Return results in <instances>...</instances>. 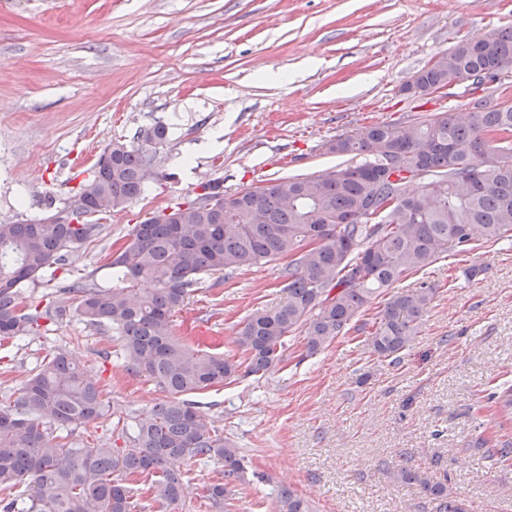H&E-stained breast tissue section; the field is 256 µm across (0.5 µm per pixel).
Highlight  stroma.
Masks as SVG:
<instances>
[{
    "label": "stroma",
    "mask_w": 512,
    "mask_h": 512,
    "mask_svg": "<svg viewBox=\"0 0 512 512\" xmlns=\"http://www.w3.org/2000/svg\"><path fill=\"white\" fill-rule=\"evenodd\" d=\"M512 26V0H0V222L33 223L67 208L102 151L162 122L160 179L94 242L68 255L65 277L112 282L111 255L135 224L193 196L270 178L344 168L324 153L336 136L376 123L408 125L468 114L471 81L414 98L402 87L460 38ZM480 272L465 280L463 268ZM279 263L204 278L173 318L176 335L247 356L234 338L250 316L284 297ZM437 286L414 340L393 361L366 339L392 292ZM68 351L111 400L108 420L74 427L75 442L127 445L118 417L151 414L165 395L127 372L120 342L74 312L41 335L0 347V408H16L26 381ZM512 384V242L476 244L372 295L344 336L308 355L290 334L264 377L237 374L194 400L237 442L244 479L229 512H281L292 486L312 512H432L395 481L403 462L442 481L474 512H512V456L488 462L468 442L496 441L490 395ZM223 462H189L190 495L172 505L152 478L128 479L148 512H214L209 486Z\"/></svg>",
    "instance_id": "1"
}]
</instances>
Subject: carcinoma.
<instances>
[{"mask_svg": "<svg viewBox=\"0 0 512 512\" xmlns=\"http://www.w3.org/2000/svg\"><path fill=\"white\" fill-rule=\"evenodd\" d=\"M511 67L512 27L462 38L403 90L424 97L475 76L473 85L488 93L471 100L467 120L441 112L408 126L372 124L338 136L322 144L325 153L360 161L316 177L270 178L235 192L204 182L194 199L174 204L169 219L134 225L112 259V286L60 284L58 293L75 301L81 320L112 330L128 369L146 374L167 400L133 421L126 448L58 441L53 427L105 419L109 403L67 352H54L25 383L18 407L0 410V512H145L123 482L128 474L158 475L159 495L178 505L189 490L183 466L197 458L224 462V478L207 494L221 512L230 486L243 480L242 457L184 396L224 383L238 366L174 335L173 314L205 276L229 278L290 258L282 272L286 300L251 316L235 338L248 355V374L263 377L279 363L288 333L305 330L307 350L316 354L347 333L373 294L478 241L512 240V106L495 97ZM103 156L108 163L75 195L101 215L144 193L153 161L137 136L112 143ZM418 169L427 181L414 189L406 173ZM76 211L70 206L36 224L0 222V341L36 336L63 313L53 302L25 310L20 288L47 272L56 278L65 254L99 235L102 225ZM145 281L153 288L143 290ZM436 294V285L423 282L392 295L368 338L373 355L404 350ZM491 399L499 427L512 425V385ZM393 475L418 486L434 512H471L445 484L403 464ZM20 486L24 510L16 509ZM279 498L284 512H311L290 486Z\"/></svg>", "mask_w": 512, "mask_h": 512, "instance_id": "obj_1", "label": "carcinoma"}]
</instances>
